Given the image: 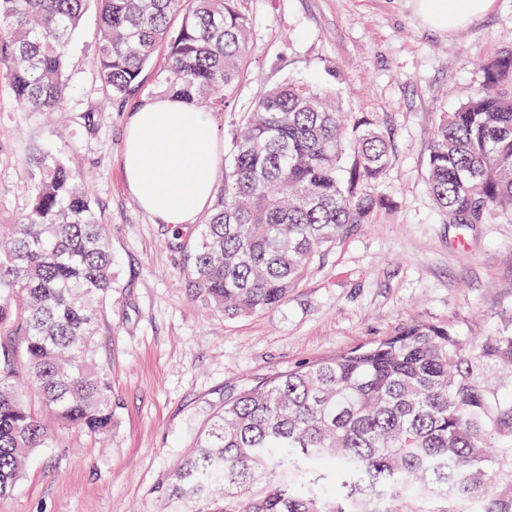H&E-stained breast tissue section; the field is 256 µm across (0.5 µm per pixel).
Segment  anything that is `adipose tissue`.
Wrapping results in <instances>:
<instances>
[{"label":"adipose tissue","instance_id":"ef3b65f1","mask_svg":"<svg viewBox=\"0 0 512 512\" xmlns=\"http://www.w3.org/2000/svg\"><path fill=\"white\" fill-rule=\"evenodd\" d=\"M494 0H416L425 23L446 31L491 10ZM220 148L210 113L160 97L132 112L122 153L124 178L139 205L186 231L210 204Z\"/></svg>","mask_w":512,"mask_h":512}]
</instances>
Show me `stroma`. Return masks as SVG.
<instances>
[{
    "label": "stroma",
    "instance_id": "1",
    "mask_svg": "<svg viewBox=\"0 0 512 512\" xmlns=\"http://www.w3.org/2000/svg\"><path fill=\"white\" fill-rule=\"evenodd\" d=\"M253 56L230 107L214 113L228 152L237 116L286 81L331 87L345 110L377 115L395 139L379 184L385 206L355 228L289 295L228 319L191 295L193 234L143 211L121 167L130 112L164 93L166 49L138 86L113 100L90 58L98 10L88 4L67 52L60 112H24L0 64V224L16 223L40 158L60 155L88 177L107 228L115 284L95 349L112 386V431L95 437L52 417L55 447L35 450L0 512H194L164 495L174 463L225 396L289 368L393 334L411 321L476 340L512 320V223L449 224L427 188L441 113L464 102L485 67L512 49V0L453 32L424 24L414 0H240Z\"/></svg>",
    "mask_w": 512,
    "mask_h": 512
}]
</instances>
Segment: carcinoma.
Wrapping results in <instances>:
<instances>
[{"label": "carcinoma", "instance_id": "obj_1", "mask_svg": "<svg viewBox=\"0 0 512 512\" xmlns=\"http://www.w3.org/2000/svg\"><path fill=\"white\" fill-rule=\"evenodd\" d=\"M89 0H0V62L16 105L52 112L68 45ZM92 64L121 98L161 46L167 91L221 111L252 55L239 0H95ZM442 113L427 186L450 224L512 221V51ZM224 189L198 229L195 297L229 317L280 306L348 232L385 203L390 133L336 96L288 82L238 122ZM31 204L0 242V495L37 448L55 445L15 385L42 409L105 436L115 416L96 362V321L112 298V254L61 156L42 158ZM171 499L198 512H512V325L472 341L416 321L373 343L298 365L224 398L176 462Z\"/></svg>", "mask_w": 512, "mask_h": 512}]
</instances>
